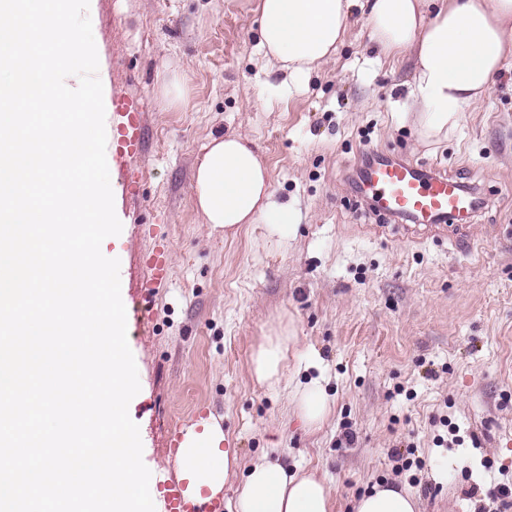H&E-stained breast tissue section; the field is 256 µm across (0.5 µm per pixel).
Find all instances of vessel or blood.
I'll return each mask as SVG.
<instances>
[{
  "mask_svg": "<svg viewBox=\"0 0 512 512\" xmlns=\"http://www.w3.org/2000/svg\"><path fill=\"white\" fill-rule=\"evenodd\" d=\"M144 114L137 103L116 99L112 107V160L123 172L127 195L137 194V162L144 150ZM357 194L370 198L378 211L434 229L468 219L476 207L472 194L457 177L406 159L375 153L356 185ZM149 281L165 282L170 274L167 246L146 259ZM168 512H224L220 494L194 488L188 480L164 486Z\"/></svg>",
  "mask_w": 512,
  "mask_h": 512,
  "instance_id": "1",
  "label": "vessel or blood"
}]
</instances>
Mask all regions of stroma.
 Masks as SVG:
<instances>
[{"label": "stroma", "instance_id": "1", "mask_svg": "<svg viewBox=\"0 0 512 512\" xmlns=\"http://www.w3.org/2000/svg\"><path fill=\"white\" fill-rule=\"evenodd\" d=\"M259 0H96L91 18L109 97L146 122L141 192L114 197L127 340L140 391L129 405L155 495L176 478L182 423L217 418L240 467L267 456L314 469L334 512L394 482L418 512H483L512 481V63L447 139L423 140L407 56L382 54L353 8L335 55L294 85L259 43ZM185 86L172 104L165 85ZM241 135L264 160L286 233L212 231L193 174L212 138ZM448 171L485 205L466 227L393 229L353 188L363 144ZM167 239L171 275L151 289L143 257ZM293 324L291 384L319 381L333 401L319 428L288 386L255 382L253 350ZM355 441L346 444L345 430ZM412 448L417 466L392 457Z\"/></svg>", "mask_w": 512, "mask_h": 512}]
</instances>
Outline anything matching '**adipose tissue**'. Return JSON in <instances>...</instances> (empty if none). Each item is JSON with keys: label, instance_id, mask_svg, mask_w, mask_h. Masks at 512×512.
I'll return each mask as SVG.
<instances>
[{"label": "adipose tissue", "instance_id": "1", "mask_svg": "<svg viewBox=\"0 0 512 512\" xmlns=\"http://www.w3.org/2000/svg\"><path fill=\"white\" fill-rule=\"evenodd\" d=\"M367 10L371 37L388 55L410 53L413 99L423 136L447 137L464 109L479 102L493 77L512 59V0H260L259 37L267 56L290 78L308 76L337 50L354 6ZM196 203L212 230L233 237L244 224L284 232L292 214L272 200L270 174L251 142L241 136L211 139L196 167ZM297 344L293 326H275L254 350L258 383L288 378V353ZM304 426L316 428L331 401L319 382L296 386ZM216 421L186 435L180 450L184 472L197 486L220 491L239 465L225 447ZM235 512H332L333 496L322 477L288 474L277 462H253L236 496ZM353 512H417L407 490L376 484L355 499Z\"/></svg>", "mask_w": 512, "mask_h": 512}]
</instances>
